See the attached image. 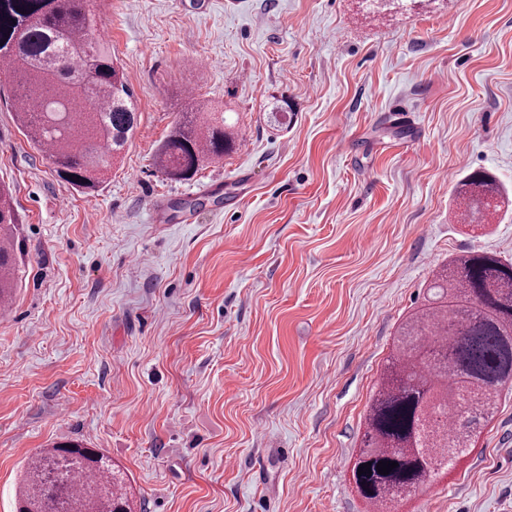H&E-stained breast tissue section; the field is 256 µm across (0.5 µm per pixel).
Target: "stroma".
Instances as JSON below:
<instances>
[{
	"label": "stroma",
	"instance_id": "1",
	"mask_svg": "<svg viewBox=\"0 0 512 512\" xmlns=\"http://www.w3.org/2000/svg\"><path fill=\"white\" fill-rule=\"evenodd\" d=\"M102 12L140 121L99 191L57 177L0 87L20 256L0 512L28 457L68 440L119 464L140 512H366L349 466L398 326L451 257L512 260V213L476 236L454 218L470 172L512 188V0ZM195 97L241 145L176 182L154 155ZM394 512H512V383L475 448Z\"/></svg>",
	"mask_w": 512,
	"mask_h": 512
}]
</instances>
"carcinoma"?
I'll return each instance as SVG.
<instances>
[{"mask_svg": "<svg viewBox=\"0 0 512 512\" xmlns=\"http://www.w3.org/2000/svg\"><path fill=\"white\" fill-rule=\"evenodd\" d=\"M97 0H0V66L10 71L17 119L50 151L56 175L94 191L138 125L134 94L98 31ZM85 72L79 83L73 73ZM235 143L224 112L198 101L158 148L169 179H189ZM460 220L485 222L512 205L497 178L475 171L455 189ZM18 216L0 186V306L16 287ZM512 382V262L484 251L448 260L425 303L398 328L364 414L352 484L373 512H391L470 452ZM380 461L398 466L381 475ZM371 463V473L358 467ZM18 512H135L123 474L103 452L79 444L41 448L17 486Z\"/></svg>", "mask_w": 512, "mask_h": 512, "instance_id": "carcinoma-1", "label": "carcinoma"}]
</instances>
